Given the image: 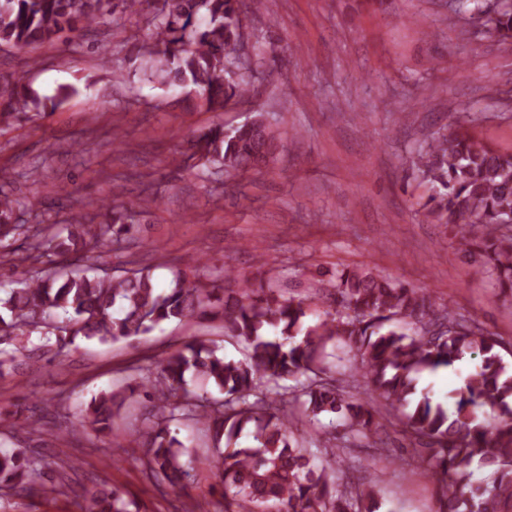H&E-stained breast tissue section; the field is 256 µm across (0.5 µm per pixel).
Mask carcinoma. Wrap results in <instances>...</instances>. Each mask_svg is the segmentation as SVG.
I'll return each mask as SVG.
<instances>
[{"instance_id":"carcinoma-1","label":"carcinoma","mask_w":512,"mask_h":512,"mask_svg":"<svg viewBox=\"0 0 512 512\" xmlns=\"http://www.w3.org/2000/svg\"><path fill=\"white\" fill-rule=\"evenodd\" d=\"M142 0H0V46L34 53L70 36L107 24L117 13L140 12ZM259 0H155L145 13L147 40L134 45L145 77L164 89L182 88L186 100L218 111L234 99L253 96L241 73L245 9ZM500 41L512 39V0L488 20ZM76 89L40 95L23 78L0 74V124L41 116L60 106ZM198 161L221 169L270 168L282 150L280 134L262 114L226 129L217 123L195 137ZM420 180L430 187L425 204L436 224L451 227L461 250L512 292V153L500 152L463 127L426 136L412 158ZM0 176V249L23 235L38 261L40 229L22 222L27 204L5 191ZM134 212L112 206V215L71 210L68 224L49 240L53 255L95 253L121 243L135 228ZM199 318L219 321L224 337L245 345L240 360L223 346L195 338L148 367L135 365L128 381L93 396L79 424L97 436H112L113 420L128 402H152L137 457L144 476L160 491L185 489L192 469L213 475L224 512H377L371 483L336 485V463L346 449L327 438L322 456L291 443L295 414L310 421L339 414L345 434L369 440L398 426L411 458L442 475L446 489L437 512H505L512 506V364L503 340L477 320L403 282L364 267H343L294 295L255 285L224 270V284L178 275L173 287L158 288L146 269L91 274L64 265L44 276L23 278L0 296V373L43 359L63 363L76 340L100 344L137 338L160 325ZM330 344L354 353L357 366L333 378ZM478 363L463 384L435 402L421 388L424 375L468 360ZM206 388L185 389V375ZM366 395L354 392L358 383ZM203 426L212 453L199 459L172 434L171 424ZM492 466V484L473 480L474 466ZM69 476L64 463L17 448L0 451V488L44 499L63 493ZM133 501L102 487L85 497L81 512H133Z\"/></svg>"}]
</instances>
